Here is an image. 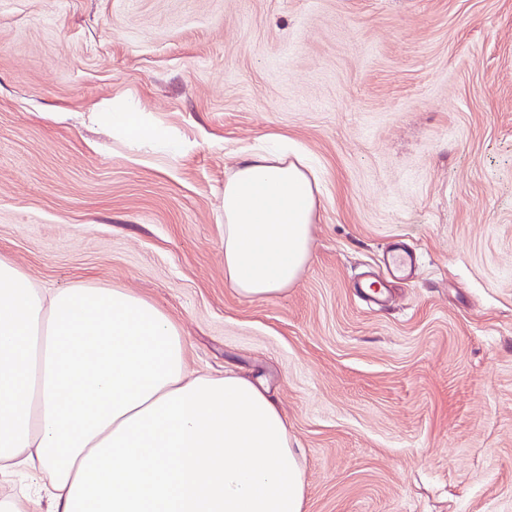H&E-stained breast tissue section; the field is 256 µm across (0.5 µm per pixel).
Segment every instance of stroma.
Listing matches in <instances>:
<instances>
[{
	"label": "stroma",
	"instance_id": "35a3bbf8",
	"mask_svg": "<svg viewBox=\"0 0 512 512\" xmlns=\"http://www.w3.org/2000/svg\"><path fill=\"white\" fill-rule=\"evenodd\" d=\"M276 136L324 208L300 278L252 301L224 178ZM398 242L412 274L358 297ZM0 256L126 289L189 371L261 381L303 512H512V0H0ZM110 120L112 131L124 136L135 148L163 141L166 137L164 128L150 124L139 112H113Z\"/></svg>",
	"mask_w": 512,
	"mask_h": 512
}]
</instances>
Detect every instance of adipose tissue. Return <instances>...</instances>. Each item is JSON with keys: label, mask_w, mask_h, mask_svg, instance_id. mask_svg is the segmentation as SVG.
<instances>
[{"label": "adipose tissue", "mask_w": 512, "mask_h": 512, "mask_svg": "<svg viewBox=\"0 0 512 512\" xmlns=\"http://www.w3.org/2000/svg\"><path fill=\"white\" fill-rule=\"evenodd\" d=\"M140 148L165 139L111 115ZM314 174L257 148L224 180V278L262 301L310 258ZM40 483L49 512H303L288 427L262 385L188 374L157 305L89 281L46 290L0 257V477Z\"/></svg>", "instance_id": "1"}]
</instances>
